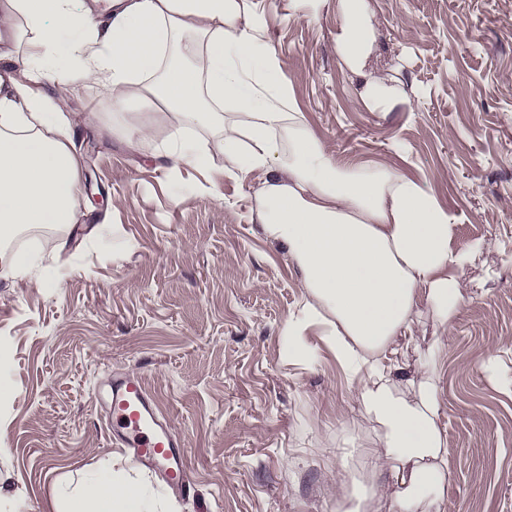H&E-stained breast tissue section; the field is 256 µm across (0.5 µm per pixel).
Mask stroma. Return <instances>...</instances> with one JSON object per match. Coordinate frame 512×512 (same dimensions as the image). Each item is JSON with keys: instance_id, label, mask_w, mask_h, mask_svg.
Wrapping results in <instances>:
<instances>
[{"instance_id": "obj_1", "label": "stroma", "mask_w": 512, "mask_h": 512, "mask_svg": "<svg viewBox=\"0 0 512 512\" xmlns=\"http://www.w3.org/2000/svg\"><path fill=\"white\" fill-rule=\"evenodd\" d=\"M368 6L367 72L407 96L389 112L366 108L361 77L338 60L332 2L299 21L295 0H265L266 39L338 160L426 179L458 218L455 243L486 242L459 278L443 349L444 493L450 512H512V0ZM48 89L78 115L83 217L0 248V486L19 512H56L58 486L107 462L172 512H335L337 478L358 476L357 447L377 432L322 326L304 336L313 363L285 352L280 332L305 290L286 247L255 222L260 174H225L224 148L203 130L210 174L167 170L157 113L113 111L72 84ZM137 120L153 137L124 135ZM13 251L37 256L30 278L5 275ZM115 372L141 376L184 439L186 491L109 441L94 394Z\"/></svg>"}]
</instances>
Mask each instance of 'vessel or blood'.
<instances>
[{
    "label": "vessel or blood",
    "instance_id": "1",
    "mask_svg": "<svg viewBox=\"0 0 512 512\" xmlns=\"http://www.w3.org/2000/svg\"><path fill=\"white\" fill-rule=\"evenodd\" d=\"M107 434L133 459L152 469L169 486L183 487L187 473L183 441L170 430L141 376H113L101 395Z\"/></svg>",
    "mask_w": 512,
    "mask_h": 512
}]
</instances>
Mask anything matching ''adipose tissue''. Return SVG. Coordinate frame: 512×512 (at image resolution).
I'll list each match as a JSON object with an SVG mask.
<instances>
[{
	"label": "adipose tissue",
	"instance_id": "ef3b65f1",
	"mask_svg": "<svg viewBox=\"0 0 512 512\" xmlns=\"http://www.w3.org/2000/svg\"><path fill=\"white\" fill-rule=\"evenodd\" d=\"M336 11V56L363 75L375 30L367 0H337ZM264 12L263 0H0V236L76 221V118L47 92L53 78L167 116L165 158L176 167H208L194 133L216 131L226 174L262 173L256 221L302 275L303 308L282 329L289 357L310 360L301 338L324 324L382 430L361 455L396 488L387 512H448L442 342L416 367L394 359V344L425 319L448 325L463 300L459 276L485 246L454 245V218L426 181L336 160L281 80ZM56 497L61 512L158 504L107 464Z\"/></svg>",
	"mask_w": 512,
	"mask_h": 512
}]
</instances>
